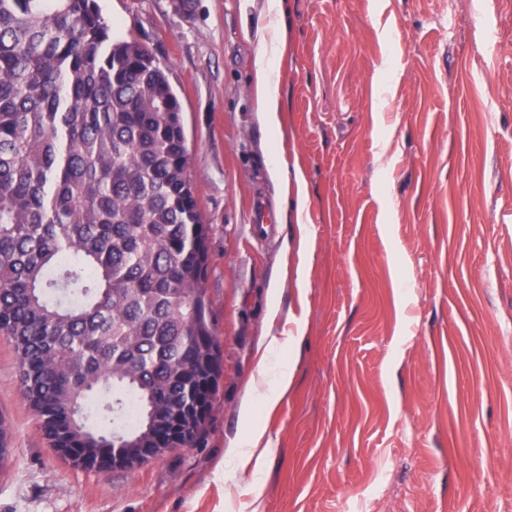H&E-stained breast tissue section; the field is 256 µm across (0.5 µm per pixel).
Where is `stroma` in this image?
I'll use <instances>...</instances> for the list:
<instances>
[{
	"instance_id": "1",
	"label": "stroma",
	"mask_w": 512,
	"mask_h": 512,
	"mask_svg": "<svg viewBox=\"0 0 512 512\" xmlns=\"http://www.w3.org/2000/svg\"><path fill=\"white\" fill-rule=\"evenodd\" d=\"M284 5L275 31L266 0H99L178 92L224 373L192 447L99 472L48 445L0 336V512H512V0ZM275 38L277 131L255 92ZM256 427L258 474L236 462Z\"/></svg>"
}]
</instances>
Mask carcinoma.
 Listing matches in <instances>:
<instances>
[{
	"label": "carcinoma",
	"mask_w": 512,
	"mask_h": 512,
	"mask_svg": "<svg viewBox=\"0 0 512 512\" xmlns=\"http://www.w3.org/2000/svg\"><path fill=\"white\" fill-rule=\"evenodd\" d=\"M211 232L155 55L97 0H0V335L51 447L106 459L205 434Z\"/></svg>",
	"instance_id": "carcinoma-1"
}]
</instances>
